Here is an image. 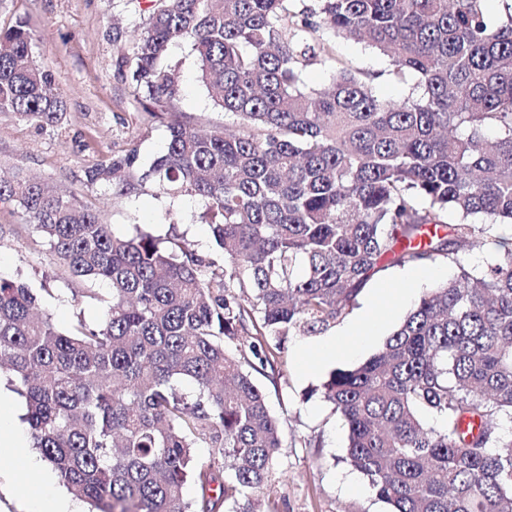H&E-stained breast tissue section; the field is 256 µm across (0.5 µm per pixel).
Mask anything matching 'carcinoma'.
Listing matches in <instances>:
<instances>
[{
	"label": "carcinoma",
	"mask_w": 512,
	"mask_h": 512,
	"mask_svg": "<svg viewBox=\"0 0 512 512\" xmlns=\"http://www.w3.org/2000/svg\"><path fill=\"white\" fill-rule=\"evenodd\" d=\"M149 2L125 60L141 100L176 101L166 52L188 42L238 129L174 121L149 166L134 145L85 178L201 198L224 266L176 234L117 236L28 174L0 180L59 269L110 284L97 321L63 330L33 289L0 276V366L33 447L94 512H213L217 499L253 512L283 438L256 365L335 325L383 268L447 259L452 243L512 224V0L499 22L486 0H308L295 13L289 0ZM331 35L387 56L409 95L382 101L343 66L305 87L302 69L333 58ZM33 43L21 21L0 32V112L55 130L64 95ZM456 265L378 353L324 384L345 460L392 512H512L500 424H512V236H497L480 275Z\"/></svg>",
	"instance_id": "obj_1"
}]
</instances>
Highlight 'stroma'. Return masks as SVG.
I'll use <instances>...</instances> for the list:
<instances>
[{
  "label": "stroma",
  "mask_w": 512,
  "mask_h": 512,
  "mask_svg": "<svg viewBox=\"0 0 512 512\" xmlns=\"http://www.w3.org/2000/svg\"><path fill=\"white\" fill-rule=\"evenodd\" d=\"M146 6V0H0V30L21 21L29 24L35 56L52 71L67 101L64 124L56 131L0 113V175L20 167L72 192L119 236L131 234L137 224L150 225L161 235L176 227L185 235L189 250L220 265L224 257L202 217L201 199H170L150 182L120 196L111 188L84 181L88 166L109 161L133 145L138 146L142 163H150L164 146L171 120L203 130L224 128V113L201 82L195 53L187 42L171 46L166 57L180 75L178 99L157 108L155 115L144 112L135 85L122 74L120 63L142 30ZM333 43L335 61H316L303 69L307 87L327 84L335 63L341 62L376 74L374 93L379 99L398 102L408 95V85L389 77L387 57L352 38L339 36ZM495 254V245L488 241L459 248L458 261L436 259L430 266L437 272V281L444 282L456 276L458 263L479 273ZM407 272L404 266L381 270L349 311L353 320L374 303L390 313L381 320L369 353L378 351L411 310L407 303L393 306L387 294L388 289L402 286ZM0 275L22 279L40 291L46 310L60 328H70L80 318L92 322L100 316L101 303L82 297V282L61 276L48 244L10 201H0ZM322 338L318 334L289 337L273 367L253 374L283 431L278 467L258 506L261 512L273 507L279 512H388L366 477L343 462L347 431L322 393L333 370L353 367V360L337 358L308 376L297 367V348L314 347ZM54 475L42 461L33 467L19 459H0V512H17L15 488L34 490L48 477L53 478L54 488H61Z\"/></svg>",
  "instance_id": "1"
}]
</instances>
